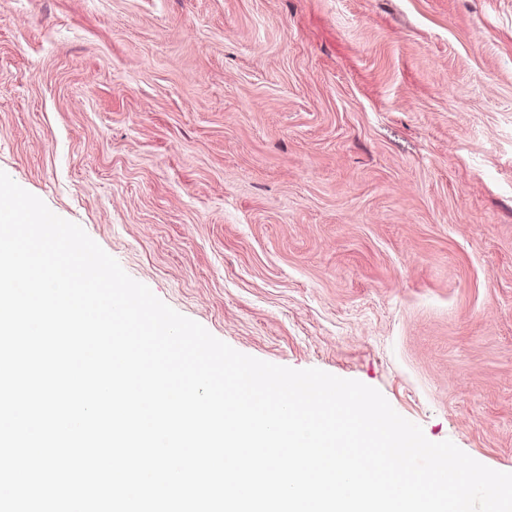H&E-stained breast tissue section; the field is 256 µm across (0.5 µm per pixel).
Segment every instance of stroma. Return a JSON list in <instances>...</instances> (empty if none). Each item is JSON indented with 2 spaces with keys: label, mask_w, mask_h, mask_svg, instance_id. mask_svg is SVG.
<instances>
[{
  "label": "stroma",
  "mask_w": 512,
  "mask_h": 512,
  "mask_svg": "<svg viewBox=\"0 0 512 512\" xmlns=\"http://www.w3.org/2000/svg\"><path fill=\"white\" fill-rule=\"evenodd\" d=\"M0 170L235 350L512 472V0H0Z\"/></svg>",
  "instance_id": "obj_1"
}]
</instances>
